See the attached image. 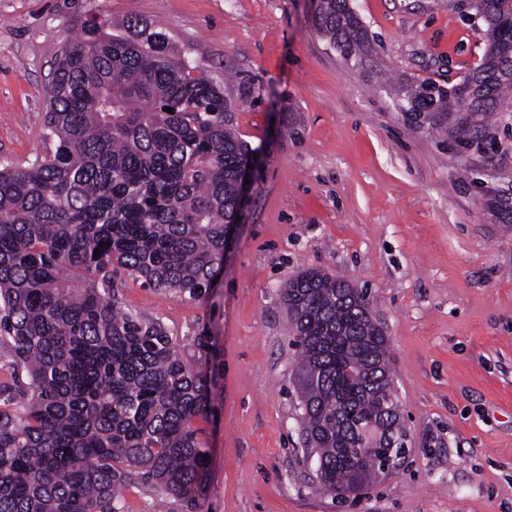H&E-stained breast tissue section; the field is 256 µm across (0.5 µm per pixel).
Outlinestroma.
<instances>
[{"label": "stroma", "mask_w": 512, "mask_h": 512, "mask_svg": "<svg viewBox=\"0 0 512 512\" xmlns=\"http://www.w3.org/2000/svg\"><path fill=\"white\" fill-rule=\"evenodd\" d=\"M461 0H350L371 66L312 25L315 0H0V167L50 148L45 89L78 20L135 14L224 89L260 156L224 270L199 300L126 280V310L159 320L211 382L194 506L122 486L120 512H512V98L494 152L417 124L396 90L482 59ZM306 268L366 291L390 342L407 452L345 496L325 491L300 432L281 286Z\"/></svg>", "instance_id": "35a3bbf8"}]
</instances>
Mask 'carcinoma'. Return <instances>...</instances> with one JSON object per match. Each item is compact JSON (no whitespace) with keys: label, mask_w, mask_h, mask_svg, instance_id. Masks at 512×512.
<instances>
[{"label":"carcinoma","mask_w":512,"mask_h":512,"mask_svg":"<svg viewBox=\"0 0 512 512\" xmlns=\"http://www.w3.org/2000/svg\"><path fill=\"white\" fill-rule=\"evenodd\" d=\"M470 6L490 35L466 75L482 97L463 112L453 89L424 80L400 102L462 148L484 143L512 92V0ZM79 25L46 92L54 149L0 168V347L23 398L0 410V512H118L133 476L190 505L205 486L196 420L207 415V373L161 322L123 309L120 288L131 277L197 300L214 287L254 149L232 132L224 89L163 27L133 16ZM313 25L348 58L371 40L349 0H317ZM280 301L319 484L351 493L405 453V433L370 431L398 419L389 344L347 280L306 269Z\"/></svg>","instance_id":"obj_1"}]
</instances>
